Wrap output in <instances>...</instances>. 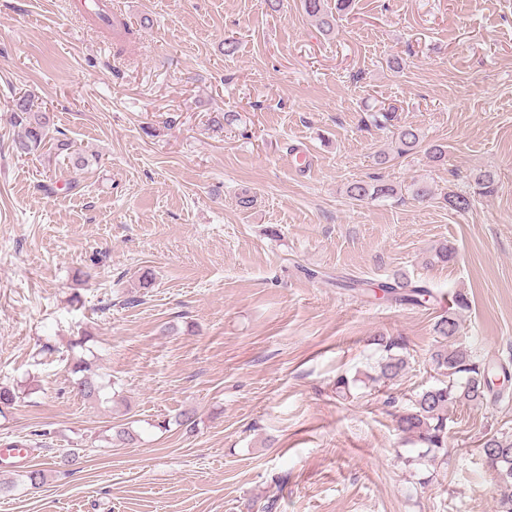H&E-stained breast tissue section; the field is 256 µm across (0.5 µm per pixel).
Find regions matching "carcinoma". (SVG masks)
I'll list each match as a JSON object with an SVG mask.
<instances>
[{"instance_id": "carcinoma-1", "label": "carcinoma", "mask_w": 512, "mask_h": 512, "mask_svg": "<svg viewBox=\"0 0 512 512\" xmlns=\"http://www.w3.org/2000/svg\"><path fill=\"white\" fill-rule=\"evenodd\" d=\"M351 6L350 0H301L305 14L312 18L319 28L330 33L336 26V17L345 13ZM11 121L22 129L21 136L15 141L17 154L26 156L35 154L46 146L58 151L69 149V144L51 135L54 123L48 112L33 109L30 95L24 93L13 100ZM394 152L399 156L408 155L420 148L422 137L418 129L412 126H400L393 131ZM470 190L465 193H450L444 197L448 206L457 212L471 210L475 197L492 191L495 177L490 171L478 170L471 175ZM347 195L354 201L388 199L397 195L395 185L386 182L371 183L364 180L350 182ZM392 298L405 304L421 306L433 297L430 288L422 283H412L406 278L397 277L382 284ZM458 322L452 317L440 318L435 331L445 339H451L458 333ZM438 368L451 377L442 386L431 387L419 393L410 410L398 416V429L408 438L429 448H440L447 436L448 410L457 404L479 405L492 392V383L488 378L496 374L497 366L491 362L476 364L471 361L468 352L462 348L443 345L434 354ZM407 360L399 355L390 354L378 364V378L391 381L399 377L406 369ZM71 371L81 374L75 382L79 394L87 399L100 395L102 385L96 379L91 365L83 360L71 364ZM482 453L487 465L498 478V510L512 512V435H493L486 439Z\"/></svg>"}]
</instances>
